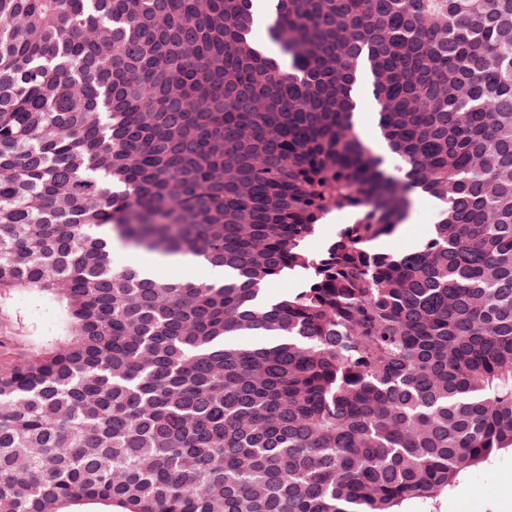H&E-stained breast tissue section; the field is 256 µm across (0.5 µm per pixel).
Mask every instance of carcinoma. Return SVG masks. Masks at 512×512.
Here are the masks:
<instances>
[{
    "mask_svg": "<svg viewBox=\"0 0 512 512\" xmlns=\"http://www.w3.org/2000/svg\"><path fill=\"white\" fill-rule=\"evenodd\" d=\"M268 9L288 66L255 0H0V512H434L512 453V0ZM358 102L360 107L359 112L364 117V120L358 126V135L363 143L376 153L383 154L386 158V164L390 172L394 176L401 175L400 163L395 160L388 153L382 151V142L379 139V134L375 131L373 123V112H375V102L371 95L370 81L368 78H364L363 84L360 85L358 92ZM373 123V124H372ZM374 137V138H373ZM442 203L427 194L412 196V206L404 224L392 237L376 242V247L392 253L408 251L409 244L415 240L419 244L430 234L442 212ZM349 222L350 216L348 214L341 213L330 216L321 225L318 236L309 242L308 248L313 252L319 251L327 240L335 237L336 232ZM157 255L144 251H133L126 246L118 245L112 251L114 266L118 269L127 265H138V262L155 261ZM190 263L189 259L183 258L179 263L168 264L159 268V277L163 278H191L196 280H205L217 282L212 272L205 267L196 266Z\"/></svg>",
    "mask_w": 512,
    "mask_h": 512,
    "instance_id": "cac0c4a2",
    "label": "carcinoma"
}]
</instances>
